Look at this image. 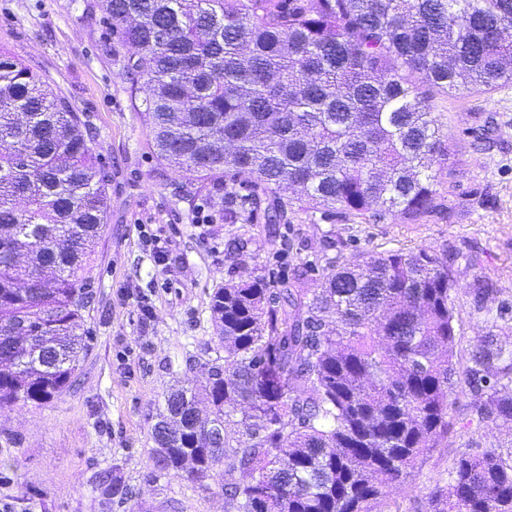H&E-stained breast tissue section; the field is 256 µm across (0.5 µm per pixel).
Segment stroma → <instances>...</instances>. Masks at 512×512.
<instances>
[{
  "mask_svg": "<svg viewBox=\"0 0 512 512\" xmlns=\"http://www.w3.org/2000/svg\"><path fill=\"white\" fill-rule=\"evenodd\" d=\"M0 49L77 112L107 201L85 315L92 342L75 382L48 404L0 411V512H224L221 479L155 470L152 428L169 387L201 386L223 357L211 295L244 273L274 289L298 274L314 288L352 258L431 248L447 254L456 281L459 361L490 332L512 349V82L433 92L452 156L431 216L358 219L286 187L295 205L271 224L264 206L241 210L246 188L213 194L157 157L141 114L145 86L129 71L136 50L113 32L104 0H0ZM145 231L164 240V258L144 245ZM480 399L458 383L447 447L390 485L388 503L426 512L428 493L469 449L512 457V424L478 421Z\"/></svg>",
  "mask_w": 512,
  "mask_h": 512,
  "instance_id": "1",
  "label": "stroma"
}]
</instances>
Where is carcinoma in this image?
Returning a JSON list of instances; mask_svg holds the SVG:
<instances>
[{
  "label": "carcinoma",
  "mask_w": 512,
  "mask_h": 512,
  "mask_svg": "<svg viewBox=\"0 0 512 512\" xmlns=\"http://www.w3.org/2000/svg\"><path fill=\"white\" fill-rule=\"evenodd\" d=\"M138 49L132 73L157 156L217 194L305 200L417 221L449 160L430 91L512 82V0H106ZM106 220L98 160L68 103L0 52V410L62 394L87 351L84 313ZM448 256L355 259L316 288L258 277L214 289L224 363L209 418L173 388L155 469L224 478L225 512H385V488L448 439L455 377L484 390L478 420L512 423V349L493 335L456 361ZM238 427L235 440L206 429ZM224 470H218L219 466ZM427 512H512V462L457 455Z\"/></svg>",
  "instance_id": "carcinoma-1"
}]
</instances>
